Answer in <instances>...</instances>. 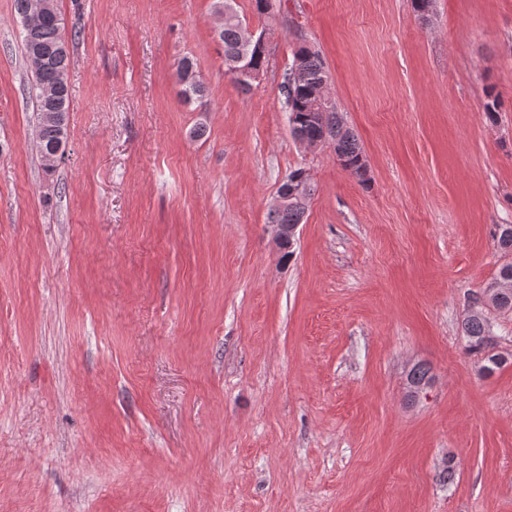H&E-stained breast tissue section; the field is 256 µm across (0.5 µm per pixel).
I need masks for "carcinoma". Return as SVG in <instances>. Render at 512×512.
I'll use <instances>...</instances> for the list:
<instances>
[{
  "label": "carcinoma",
  "instance_id": "cac0c4a2",
  "mask_svg": "<svg viewBox=\"0 0 512 512\" xmlns=\"http://www.w3.org/2000/svg\"><path fill=\"white\" fill-rule=\"evenodd\" d=\"M47 8L37 20L28 21L29 0H15L16 13L23 26V46L26 59L36 54L39 64L31 67L35 77V107L37 138L44 151L40 153L43 166L52 170L48 161L52 150L66 139V118L69 112V65L62 48L63 28L56 0H45ZM241 16L234 13L224 17L219 37L224 46V58L247 51L253 67L263 70L268 51L261 53L244 49L241 44ZM292 58L299 60L297 69H288L280 85V93L288 112L291 135L297 141H314L324 138L331 145L336 161L342 170L362 185L370 181L369 166L355 134L345 125L336 105L329 107L317 103L322 91L323 78L327 75L325 61L319 50L307 43V37L298 36ZM178 96L185 102L202 98L204 89L193 62L180 58L177 63ZM308 201L288 202L283 208L270 211L272 224L303 223ZM463 335L472 351L485 350L493 344V336L478 311L471 312L462 323Z\"/></svg>",
  "mask_w": 512,
  "mask_h": 512
}]
</instances>
